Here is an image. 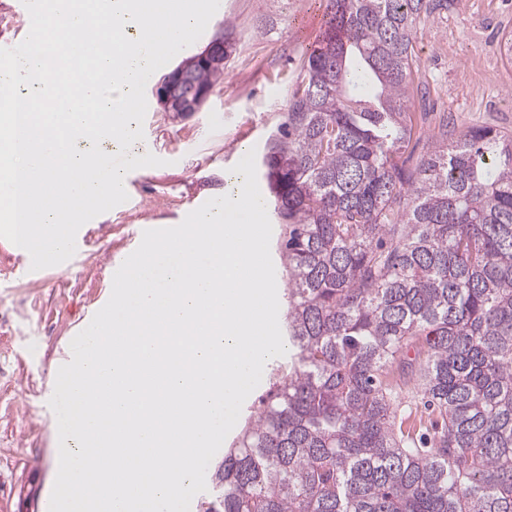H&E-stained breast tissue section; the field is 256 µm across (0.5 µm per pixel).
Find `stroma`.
I'll list each match as a JSON object with an SVG mask.
<instances>
[{"label": "stroma", "mask_w": 512, "mask_h": 512, "mask_svg": "<svg viewBox=\"0 0 512 512\" xmlns=\"http://www.w3.org/2000/svg\"><path fill=\"white\" fill-rule=\"evenodd\" d=\"M204 33L173 58L202 51L223 24L232 48L223 78L198 112H168L146 85L144 137L131 147L152 153L159 167L127 181L128 205L80 229L70 267L25 274L26 258L0 238V512H44L50 460L58 446L49 406L54 374L69 339L112 291L104 255L125 260L152 224H178L199 196L227 190L242 152L262 150L283 120L300 62L324 23V0H224ZM512 32V0H457L420 25L412 110L420 130L407 148L417 158L430 137L456 139L469 126L512 134V60L495 52Z\"/></svg>", "instance_id": "35a3bbf8"}]
</instances>
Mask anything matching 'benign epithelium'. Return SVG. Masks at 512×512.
<instances>
[{"label":"benign epithelium","instance_id":"benign-epithelium-1","mask_svg":"<svg viewBox=\"0 0 512 512\" xmlns=\"http://www.w3.org/2000/svg\"><path fill=\"white\" fill-rule=\"evenodd\" d=\"M224 54V32H219L200 53L194 55L168 73L164 74L155 84V95L158 103L168 112H198L206 104L211 89L197 86L186 97L178 101L175 88L182 84L193 71L209 68L218 63Z\"/></svg>","mask_w":512,"mask_h":512}]
</instances>
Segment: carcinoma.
I'll return each mask as SVG.
<instances>
[{
    "mask_svg": "<svg viewBox=\"0 0 512 512\" xmlns=\"http://www.w3.org/2000/svg\"><path fill=\"white\" fill-rule=\"evenodd\" d=\"M443 0H326L260 159L282 226L284 344L204 512H512V135L412 168L408 89ZM440 421L397 420L408 383Z\"/></svg>",
    "mask_w": 512,
    "mask_h": 512,
    "instance_id": "cac0c4a2",
    "label": "carcinoma"
}]
</instances>
